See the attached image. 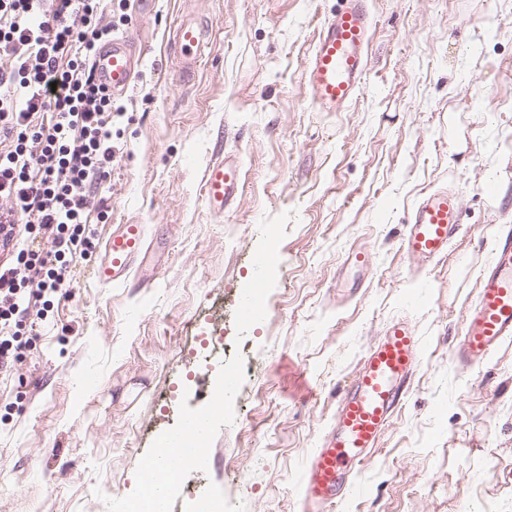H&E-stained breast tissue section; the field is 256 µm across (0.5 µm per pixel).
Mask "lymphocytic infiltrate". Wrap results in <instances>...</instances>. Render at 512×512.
Listing matches in <instances>:
<instances>
[{"label": "lymphocytic infiltrate", "instance_id": "lymphocytic-infiltrate-1", "mask_svg": "<svg viewBox=\"0 0 512 512\" xmlns=\"http://www.w3.org/2000/svg\"><path fill=\"white\" fill-rule=\"evenodd\" d=\"M101 0H0V368L21 359L22 326L71 277L75 255L93 246L90 198L105 182L112 94L89 65L112 26ZM39 228L50 250L30 249Z\"/></svg>", "mask_w": 512, "mask_h": 512}]
</instances>
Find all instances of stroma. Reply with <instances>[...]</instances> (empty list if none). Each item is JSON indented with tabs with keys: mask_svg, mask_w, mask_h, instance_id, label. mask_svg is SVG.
I'll return each mask as SVG.
<instances>
[{
	"mask_svg": "<svg viewBox=\"0 0 512 512\" xmlns=\"http://www.w3.org/2000/svg\"><path fill=\"white\" fill-rule=\"evenodd\" d=\"M339 0H153L122 30L142 53L123 107L95 248L29 330L0 392V512H124L146 461L208 409L214 370L239 369L166 512L214 493L224 512H304L308 457L386 326L410 319L423 362L356 490L325 512H512V341L483 366L452 354L495 228L512 224V0H369L362 89L342 112L312 105L305 70ZM210 27L197 67L174 64L186 13ZM244 186L205 202L217 154ZM454 182L466 224L448 257L415 270L399 245L421 193ZM120 224H143L147 288L99 284ZM368 251L372 267L346 262ZM264 251V313L228 309ZM222 317L224 341L211 321Z\"/></svg>",
	"mask_w": 512,
	"mask_h": 512,
	"instance_id": "obj_1",
	"label": "stroma"
}]
</instances>
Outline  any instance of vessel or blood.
Returning a JSON list of instances; mask_svg holds the SVG:
<instances>
[{"instance_id":"obj_1","label":"vessel or blood","mask_w":512,"mask_h":512,"mask_svg":"<svg viewBox=\"0 0 512 512\" xmlns=\"http://www.w3.org/2000/svg\"><path fill=\"white\" fill-rule=\"evenodd\" d=\"M373 27L367 0H341L340 8L325 20L305 75L316 110L343 111L362 88ZM208 36L202 22L190 16L181 18L175 41L183 70L195 68ZM137 61L133 38L116 35L95 58V74L113 93L121 94L132 84ZM204 188L209 210L223 215L242 189L239 160L229 156L212 161ZM462 229L460 195L452 185H444L418 199L404 226L401 247L409 259L423 266L446 257ZM147 249L144 225H119L107 240L96 279L104 285L130 284ZM511 338L512 226L504 224L481 270L477 298L465 314L455 357L464 367L481 366ZM421 352L415 327L405 318L392 322L365 354L340 399L334 422L308 460L301 487L308 512H320L349 494L357 466L371 456L405 400ZM235 389L234 381H225L223 389L211 395L208 413L186 417L185 429L177 436L183 452L195 453L198 442L209 435L216 414L222 412L225 395Z\"/></svg>"}]
</instances>
